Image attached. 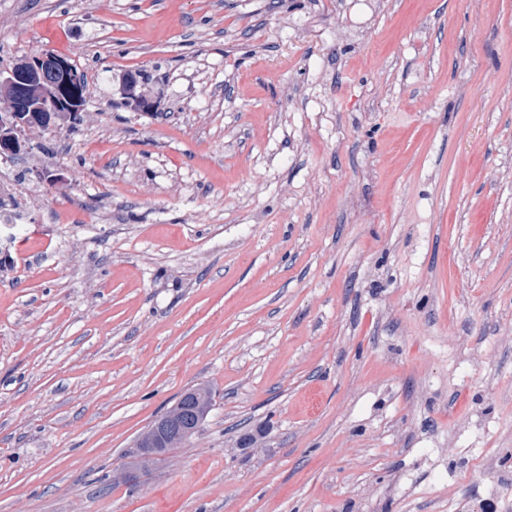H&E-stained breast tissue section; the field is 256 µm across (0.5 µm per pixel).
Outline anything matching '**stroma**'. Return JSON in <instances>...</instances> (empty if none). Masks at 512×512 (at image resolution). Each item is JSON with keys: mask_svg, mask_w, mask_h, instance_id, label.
<instances>
[{"mask_svg": "<svg viewBox=\"0 0 512 512\" xmlns=\"http://www.w3.org/2000/svg\"><path fill=\"white\" fill-rule=\"evenodd\" d=\"M74 3L0 0L87 84L7 158L0 512H512V0ZM16 195V182L6 179L1 181L0 179V201L3 203L2 206L0 204V222L2 224H13L12 220H14L17 209L14 202Z\"/></svg>", "mask_w": 512, "mask_h": 512, "instance_id": "1", "label": "stroma"}]
</instances>
